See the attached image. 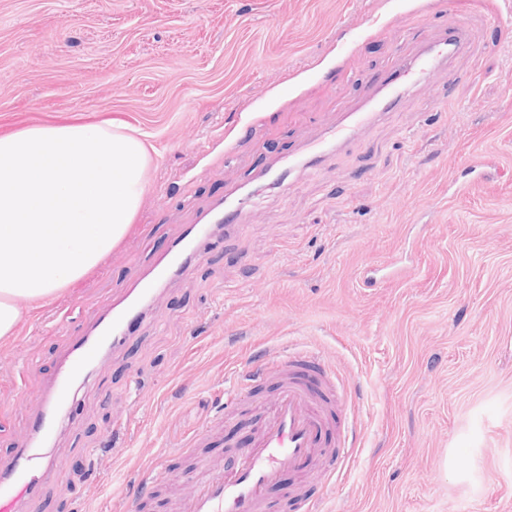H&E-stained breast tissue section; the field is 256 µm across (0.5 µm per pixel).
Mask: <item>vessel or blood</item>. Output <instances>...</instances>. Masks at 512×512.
<instances>
[{"label":"vessel or blood","mask_w":512,"mask_h":512,"mask_svg":"<svg viewBox=\"0 0 512 512\" xmlns=\"http://www.w3.org/2000/svg\"><path fill=\"white\" fill-rule=\"evenodd\" d=\"M466 44L465 30L449 25L443 41L425 44L412 65L421 77H428ZM397 100L389 79L369 85L362 99L363 111L344 113L338 131L320 135L319 144L342 147L371 123L376 113L393 111ZM241 213V208L216 203L190 225L164 258L112 301L84 335L66 336L58 352V372L37 395L26 447L13 449L7 462L0 465V512H29L39 490L57 479L63 463L48 443L100 366L105 349L123 342L133 322L149 317L151 300L165 279L197 259L202 245L215 238L217 229L231 228ZM251 375L272 386L251 443L237 450L229 466L209 457L201 459L196 470L186 473L187 489L171 504L170 512H275L270 492L288 474L297 482L288 493L285 508L303 512L309 505L302 492L304 483L335 479L336 460L350 435L349 426L334 419L338 410L335 370L317 354L292 351L259 364Z\"/></svg>","instance_id":"1"}]
</instances>
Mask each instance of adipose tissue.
Returning <instances> with one entry per match:
<instances>
[{
  "label": "adipose tissue",
  "instance_id": "ef3b65f1",
  "mask_svg": "<svg viewBox=\"0 0 512 512\" xmlns=\"http://www.w3.org/2000/svg\"><path fill=\"white\" fill-rule=\"evenodd\" d=\"M150 158L122 129L36 126L0 136V340L128 233Z\"/></svg>",
  "mask_w": 512,
  "mask_h": 512
}]
</instances>
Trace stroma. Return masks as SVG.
<instances>
[{
    "label": "stroma",
    "instance_id": "1",
    "mask_svg": "<svg viewBox=\"0 0 512 512\" xmlns=\"http://www.w3.org/2000/svg\"><path fill=\"white\" fill-rule=\"evenodd\" d=\"M502 0H0V136L120 125L151 162L126 237L0 342V462L22 447L63 334L87 326L235 186L253 194L108 350L52 443L61 476L30 512H130L182 491L190 439L231 463L267 384L261 359L320 353L355 429L323 512H512V51ZM448 25L468 49L356 140L297 171L253 176L351 111L397 56ZM494 162L485 174L475 161ZM410 278L365 283L391 262ZM166 458L153 479L149 464Z\"/></svg>",
    "mask_w": 512,
    "mask_h": 512
}]
</instances>
